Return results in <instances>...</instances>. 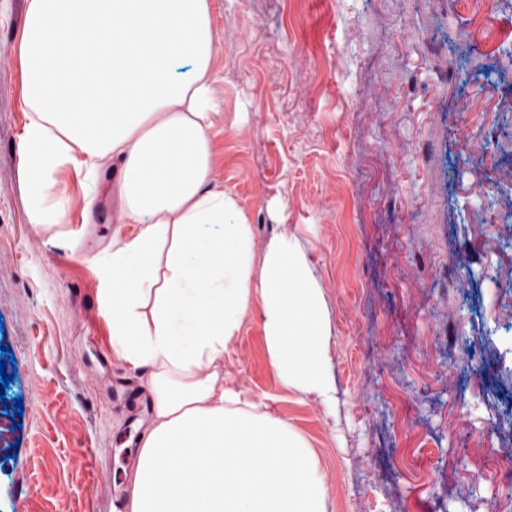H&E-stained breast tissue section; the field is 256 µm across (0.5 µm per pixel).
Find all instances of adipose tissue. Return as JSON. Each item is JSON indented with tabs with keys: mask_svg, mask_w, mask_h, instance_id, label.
Returning <instances> with one entry per match:
<instances>
[{
	"mask_svg": "<svg viewBox=\"0 0 512 512\" xmlns=\"http://www.w3.org/2000/svg\"><path fill=\"white\" fill-rule=\"evenodd\" d=\"M211 0H27L22 165L34 224H63L50 175L109 185L118 221L100 262L112 354L154 418L119 512H328L308 440L263 398L224 383V355L260 310L283 387L330 403L323 295L288 236L257 253L237 196L213 177L221 118ZM189 81L174 80L177 64Z\"/></svg>",
	"mask_w": 512,
	"mask_h": 512,
	"instance_id": "obj_1",
	"label": "adipose tissue"
}]
</instances>
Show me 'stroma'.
Here are the masks:
<instances>
[{"instance_id": "obj_1", "label": "stroma", "mask_w": 512, "mask_h": 512, "mask_svg": "<svg viewBox=\"0 0 512 512\" xmlns=\"http://www.w3.org/2000/svg\"><path fill=\"white\" fill-rule=\"evenodd\" d=\"M0 0V512H114L151 414L121 397L98 262L111 166L52 174L27 215L19 61ZM224 129L213 176L288 234L322 290L336 405L284 388L259 312L224 356L314 449L328 512H501L512 499V0H212ZM22 399L24 410L8 414ZM112 485V486H113Z\"/></svg>"}]
</instances>
